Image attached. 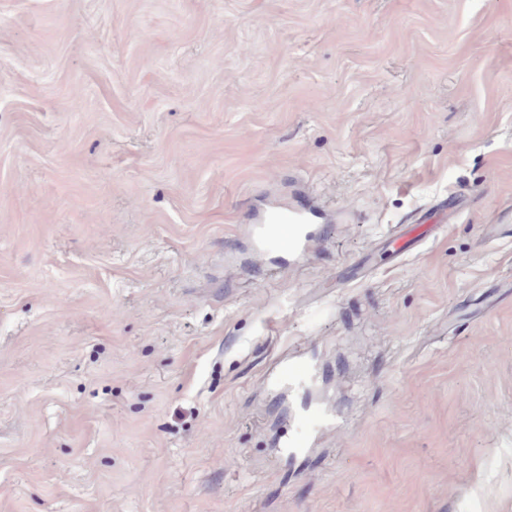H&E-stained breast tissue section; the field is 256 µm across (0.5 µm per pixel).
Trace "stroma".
Returning a JSON list of instances; mask_svg holds the SVG:
<instances>
[{
    "label": "stroma",
    "mask_w": 512,
    "mask_h": 512,
    "mask_svg": "<svg viewBox=\"0 0 512 512\" xmlns=\"http://www.w3.org/2000/svg\"><path fill=\"white\" fill-rule=\"evenodd\" d=\"M511 208L512 0H0V512H512ZM317 218L314 212L300 213L290 208H281L268 215L264 224L250 227L256 247L254 255L264 260L275 241H282L288 251V265L304 257L309 243L315 237L311 223Z\"/></svg>",
    "instance_id": "35a3bbf8"
}]
</instances>
